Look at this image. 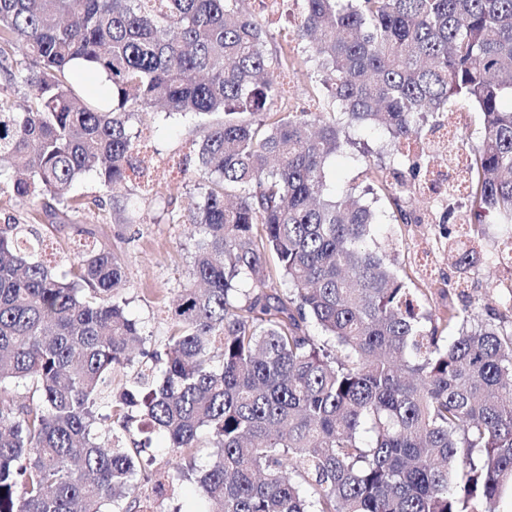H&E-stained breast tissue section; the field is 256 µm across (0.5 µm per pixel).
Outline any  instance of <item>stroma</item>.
<instances>
[{
    "label": "stroma",
    "mask_w": 512,
    "mask_h": 512,
    "mask_svg": "<svg viewBox=\"0 0 512 512\" xmlns=\"http://www.w3.org/2000/svg\"><path fill=\"white\" fill-rule=\"evenodd\" d=\"M143 121L154 137L157 150L153 163L166 167L174 150L181 148L189 137V124L180 116L148 114ZM351 145L336 155L328 165V179L337 192H349L363 197L371 182L366 174L363 149L389 162L385 136L376 130L353 129ZM120 198L129 202L127 223H115L111 210H93L77 216L75 223L44 226V239L50 246H58L80 239L82 231L93 232L102 246H119L125 261L126 286L122 292L127 311L143 323L145 336L137 344V351H163L169 329L166 312L176 300L181 286L189 278L190 246L187 226L155 223L164 207L162 200L142 198L134 183L116 189ZM503 235V227L496 220H488L480 243L481 260L470 269L456 266L453 258L439 254L422 260L408 247H401L398 261L410 272L414 287L425 289L426 306L441 311L448 305L463 306L465 297L481 299L486 309L499 308L506 295V285L512 282V273L492 263L490 257ZM467 282L466 294H459L457 282ZM183 454L169 448L153 451V460L147 467V480L142 481L132 496L134 512H199L204 503L191 480L174 482L166 496H158L152 481L157 473H174L183 466Z\"/></svg>",
    "instance_id": "35a3bbf8"
}]
</instances>
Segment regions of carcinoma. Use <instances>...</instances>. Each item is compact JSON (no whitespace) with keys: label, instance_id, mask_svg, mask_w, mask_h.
I'll use <instances>...</instances> for the list:
<instances>
[{"label":"carcinoma","instance_id":"obj_1","mask_svg":"<svg viewBox=\"0 0 512 512\" xmlns=\"http://www.w3.org/2000/svg\"><path fill=\"white\" fill-rule=\"evenodd\" d=\"M245 0H0V512H130L143 454L210 435L196 480L207 512H499L512 486V296L441 313L370 247L372 203L328 185L355 124L386 130L396 164L370 163L403 224L401 194L428 155L402 145L458 103L472 209L439 215L440 246L475 265L483 217L512 225V0H294L295 45L268 49ZM317 112L288 104L298 60ZM85 72L101 86L76 91ZM159 106L190 116L176 162L202 189L161 219L189 225V280L165 348L137 360L143 327L120 297L121 255L84 239L48 260L41 224L103 207L128 180L161 196L132 131ZM431 114L432 121L425 119ZM99 177L102 194L74 185ZM498 265L512 264V228ZM137 366L121 391L112 374ZM28 396L17 401L12 388ZM111 437L98 441L101 419Z\"/></svg>","mask_w":512,"mask_h":512}]
</instances>
